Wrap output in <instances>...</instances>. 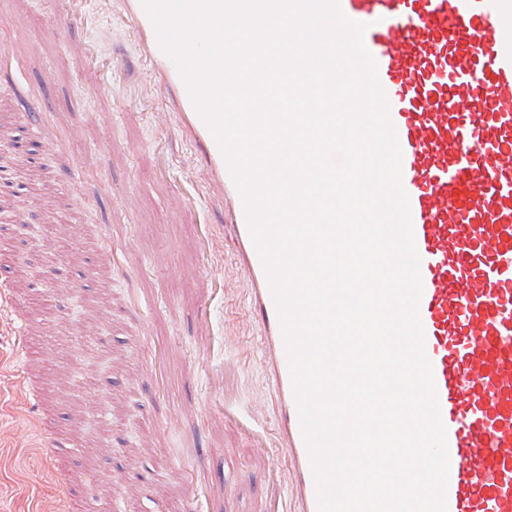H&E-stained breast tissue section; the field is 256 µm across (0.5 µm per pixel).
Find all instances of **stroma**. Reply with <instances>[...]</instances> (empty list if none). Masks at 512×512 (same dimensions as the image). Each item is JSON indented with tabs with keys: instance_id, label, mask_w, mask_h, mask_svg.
Returning <instances> with one entry per match:
<instances>
[{
	"instance_id": "stroma-1",
	"label": "stroma",
	"mask_w": 512,
	"mask_h": 512,
	"mask_svg": "<svg viewBox=\"0 0 512 512\" xmlns=\"http://www.w3.org/2000/svg\"><path fill=\"white\" fill-rule=\"evenodd\" d=\"M69 8L90 20L66 37L55 16ZM0 18V123L23 143L0 280L30 272L20 313L0 324V512H48L63 470L97 512H181L192 490L199 512H268L287 462L247 285L120 0H0ZM28 369L39 417L21 391ZM228 409L261 414L264 433L224 421L197 464L194 424ZM58 436L74 446L52 452ZM144 465L148 495L128 479Z\"/></svg>"
}]
</instances>
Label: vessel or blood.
Masks as SVG:
<instances>
[{
    "label": "vessel or blood",
    "mask_w": 512,
    "mask_h": 512,
    "mask_svg": "<svg viewBox=\"0 0 512 512\" xmlns=\"http://www.w3.org/2000/svg\"><path fill=\"white\" fill-rule=\"evenodd\" d=\"M123 17L202 172L250 292L277 397L292 512H318L286 345L224 153L141 0ZM365 24L402 152L423 292L419 315L446 428L447 512H512V0H340Z\"/></svg>",
    "instance_id": "b4317fda"
}]
</instances>
